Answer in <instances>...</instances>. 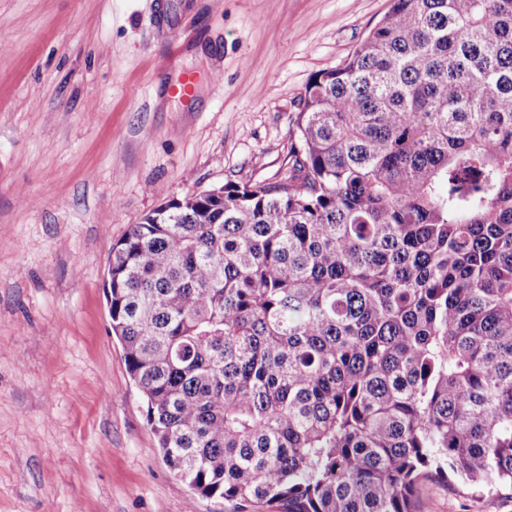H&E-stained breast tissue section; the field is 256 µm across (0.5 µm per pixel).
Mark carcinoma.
<instances>
[{
	"label": "carcinoma",
	"instance_id": "1",
	"mask_svg": "<svg viewBox=\"0 0 512 512\" xmlns=\"http://www.w3.org/2000/svg\"><path fill=\"white\" fill-rule=\"evenodd\" d=\"M288 170L112 246L166 463L234 512H415L512 486V0H393L309 79ZM416 512H512V488L477 492L451 475L425 476L418 482Z\"/></svg>",
	"mask_w": 512,
	"mask_h": 512
}]
</instances>
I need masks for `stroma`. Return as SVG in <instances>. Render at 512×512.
I'll return each mask as SVG.
<instances>
[{"label": "stroma", "mask_w": 512, "mask_h": 512, "mask_svg": "<svg viewBox=\"0 0 512 512\" xmlns=\"http://www.w3.org/2000/svg\"><path fill=\"white\" fill-rule=\"evenodd\" d=\"M390 3L0 0V512H231L163 460L109 255L165 200L277 181L309 77ZM416 512H512V488L426 476Z\"/></svg>", "instance_id": "35a3bbf8"}]
</instances>
